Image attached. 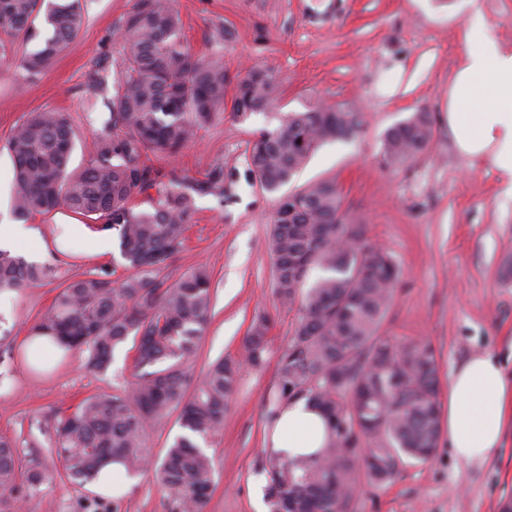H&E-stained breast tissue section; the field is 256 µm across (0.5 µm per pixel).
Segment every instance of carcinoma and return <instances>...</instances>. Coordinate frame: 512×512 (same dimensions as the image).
Wrapping results in <instances>:
<instances>
[{
	"instance_id": "1",
	"label": "carcinoma",
	"mask_w": 512,
	"mask_h": 512,
	"mask_svg": "<svg viewBox=\"0 0 512 512\" xmlns=\"http://www.w3.org/2000/svg\"><path fill=\"white\" fill-rule=\"evenodd\" d=\"M85 20L83 0H0V33L33 43L18 60L21 76L44 75L76 38ZM125 48L121 69L97 82L85 110L96 127L87 166L70 170L76 148L73 119L63 110L28 113L10 132L14 219L28 222L66 210L118 238L122 280L100 268L61 285L52 307L31 328L60 349L86 354L88 369L103 371L114 351L136 342L135 381L121 392L99 393L56 417L54 451L78 484L92 481L109 460L136 474L152 470L172 494L171 512H202L215 473L214 458L198 440L224 427L228 401L243 365L259 366L271 319L256 316L243 341L244 360L220 358L193 379L190 370L211 317L212 277L197 267L172 284L160 274L180 253L196 197L224 201V169L190 181L145 163L152 149L176 151L193 141L226 103L229 84L215 56L196 55L181 38L175 0H134L119 26ZM276 83L254 70L236 83L231 111L261 112L274 104ZM360 112L317 108L293 112L252 144L253 172L278 194L268 232L275 294L299 306L291 345L277 368L283 402L306 397L331 429L313 458H282L263 451L271 512H348L361 481L383 485L407 460L427 462L440 437L439 364L428 343L398 345L381 333L399 270L370 242L363 225L342 207L333 180L292 192L289 213L279 192L323 144L363 130ZM423 110L390 127L382 161L400 166L422 155L433 139ZM144 198L145 208L133 199ZM323 275L307 283L308 271ZM50 268L0 249V294H19L49 276ZM178 412L183 433L155 461L149 427ZM50 479L41 461L22 462L16 441L0 436V512H16L18 495L33 496Z\"/></svg>"
}]
</instances>
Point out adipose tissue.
I'll list each match as a JSON object with an SVG mask.
<instances>
[{"label": "adipose tissue", "instance_id": "adipose-tissue-1", "mask_svg": "<svg viewBox=\"0 0 512 512\" xmlns=\"http://www.w3.org/2000/svg\"><path fill=\"white\" fill-rule=\"evenodd\" d=\"M448 130L458 153L488 161L501 193L512 198V47L474 24L462 46V63L448 86ZM512 414V378L498 358H468L448 376V446L463 462H485L500 451ZM329 429L307 398L280 410L267 439L281 457L310 456L325 447Z\"/></svg>", "mask_w": 512, "mask_h": 512}]
</instances>
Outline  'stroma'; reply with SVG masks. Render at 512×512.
<instances>
[{"instance_id":"1","label":"stroma","mask_w":512,"mask_h":512,"mask_svg":"<svg viewBox=\"0 0 512 512\" xmlns=\"http://www.w3.org/2000/svg\"><path fill=\"white\" fill-rule=\"evenodd\" d=\"M134 0H87L84 26L40 79L16 74L24 47L0 41V224L11 223L12 163L6 139L27 113L64 109L78 140H91L82 119L101 63L120 69L117 33ZM182 36L198 53L220 52L230 81L260 68L277 82L274 108L241 118L227 111L175 153H150L152 164L201 180L224 169V201L196 200L183 250L164 271L175 282L203 266L212 274L214 316L193 368L201 376L219 358L241 357L252 319L272 320L262 366L245 368L224 414L221 434L205 444L215 457L214 485L203 512H257L267 480L257 460L277 407V362L291 343L299 316L274 292L267 231L277 197L256 181L250 143L289 112L346 106L360 110L362 133L322 146L295 176L292 188L336 181L343 207L367 238L387 250L400 269L382 333L398 344L430 343L439 363L440 402L448 400L450 370L478 354L499 357L512 373V200L499 193L495 171L455 149L448 131V83L458 69L474 16L487 33L512 45V0H176ZM430 112L434 137L415 161L381 163L385 131L416 110ZM71 258L48 250L40 264L53 270L41 286L15 295L0 348V434L16 438L51 477L37 512H76L89 492L64 473L51 451L56 415L82 399L122 390L134 379V344L114 353L107 371H89L72 351L46 372L25 368L17 344L52 305L61 284L106 267L126 271L119 254L92 256L88 240H72ZM512 495V427L499 455L485 463L454 458L447 439L426 463L405 462L381 486L361 485L349 512H498ZM171 496L152 472L138 474L121 512H169Z\"/></svg>"}]
</instances>
